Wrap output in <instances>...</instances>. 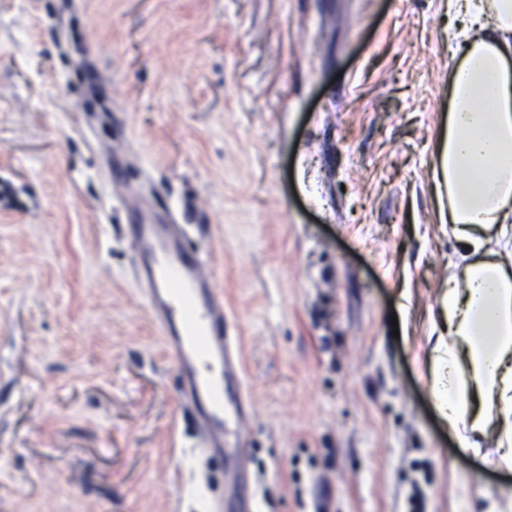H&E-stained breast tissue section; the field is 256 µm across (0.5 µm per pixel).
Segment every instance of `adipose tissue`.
I'll return each mask as SVG.
<instances>
[{
    "mask_svg": "<svg viewBox=\"0 0 512 512\" xmlns=\"http://www.w3.org/2000/svg\"><path fill=\"white\" fill-rule=\"evenodd\" d=\"M463 44L435 143L437 217L456 243L430 391L462 451L512 469V0H448Z\"/></svg>",
    "mask_w": 512,
    "mask_h": 512,
    "instance_id": "obj_1",
    "label": "adipose tissue"
}]
</instances>
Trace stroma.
<instances>
[{
  "label": "stroma",
  "mask_w": 512,
  "mask_h": 512,
  "mask_svg": "<svg viewBox=\"0 0 512 512\" xmlns=\"http://www.w3.org/2000/svg\"><path fill=\"white\" fill-rule=\"evenodd\" d=\"M446 0H0V512H195L108 164L218 277L258 512H512L428 387ZM211 225L203 233L202 225Z\"/></svg>",
  "instance_id": "stroma-1"
}]
</instances>
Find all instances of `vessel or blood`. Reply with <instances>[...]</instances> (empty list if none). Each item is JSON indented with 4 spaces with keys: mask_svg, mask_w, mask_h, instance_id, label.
Here are the masks:
<instances>
[{
    "mask_svg": "<svg viewBox=\"0 0 512 512\" xmlns=\"http://www.w3.org/2000/svg\"><path fill=\"white\" fill-rule=\"evenodd\" d=\"M127 235L142 299L164 340L180 402L195 419L200 445L222 458L237 455L235 438L255 407L241 390L231 353L236 331L221 290L181 225L138 205Z\"/></svg>",
    "mask_w": 512,
    "mask_h": 512,
    "instance_id": "b4317fda",
    "label": "vessel or blood"
}]
</instances>
